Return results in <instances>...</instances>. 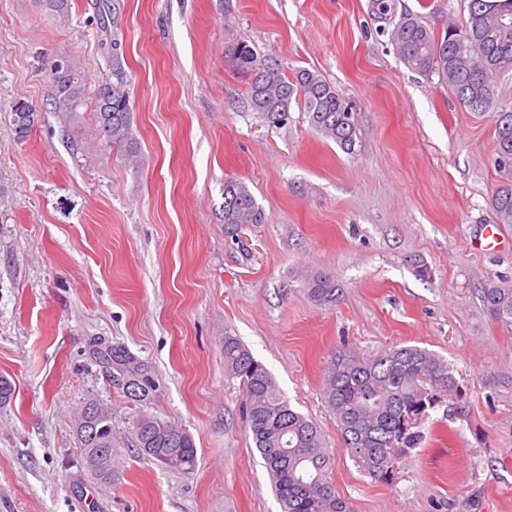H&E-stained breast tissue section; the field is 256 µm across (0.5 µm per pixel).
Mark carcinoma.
Wrapping results in <instances>:
<instances>
[{
	"mask_svg": "<svg viewBox=\"0 0 512 512\" xmlns=\"http://www.w3.org/2000/svg\"><path fill=\"white\" fill-rule=\"evenodd\" d=\"M51 15L69 19L70 0H40ZM404 65L425 76H437L457 101L471 112L493 113L495 164L504 181L492 195L498 224H512V110H497V81L512 71V0H467L466 16L458 25L437 32L421 16L408 14L390 33ZM228 54L234 67L249 78L248 97L254 110L270 123L288 121L292 104L301 106L310 127L345 153L355 152L357 124L353 107L318 72L307 68L286 74L271 58H261L245 41ZM54 106L75 112L85 98V86L69 65L51 72ZM118 43L112 45V80L96 91L99 132L112 147L136 156L133 108ZM40 121V112L18 99L12 106L17 139H25ZM222 222L231 237L245 226L263 224L266 217L250 188L236 178L224 180ZM308 298L318 306L339 297L336 279L316 272L305 281ZM481 301L496 321L512 325V284L490 283ZM126 381L146 400L153 381L144 365L134 364L120 348L108 353ZM224 367L239 380L242 409L256 448L272 476L283 512H351L333 482L334 452L312 420L295 411L276 382L253 354L233 336L224 337ZM322 399L336 420L343 451L358 471L376 481L396 478L411 451L425 440L424 425L442 406L463 401L465 391L454 367L443 356L415 345L395 346L372 358L358 359L340 351L322 379ZM76 435L85 468L98 479L112 476V415L96 400L84 403ZM133 440L146 456L162 465L190 470L196 461L193 438L177 425L142 413L133 423Z\"/></svg>",
	"mask_w": 512,
	"mask_h": 512,
	"instance_id": "1",
	"label": "carcinoma"
}]
</instances>
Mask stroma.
<instances>
[{
	"label": "stroma",
	"mask_w": 512,
	"mask_h": 512,
	"mask_svg": "<svg viewBox=\"0 0 512 512\" xmlns=\"http://www.w3.org/2000/svg\"><path fill=\"white\" fill-rule=\"evenodd\" d=\"M70 0L68 22L38 0H0V512H281L224 372L236 337L335 451L353 512H512V326L481 288L512 281V224L479 246L501 183L493 115L460 106L410 71L389 36L414 13L435 30L462 0ZM123 52L142 158L100 137L93 94ZM247 41L285 70L319 72L354 106L355 154L292 109L253 110L225 52ZM68 62L86 87L53 107L49 74ZM41 113L17 140L12 105ZM266 221L224 232L226 178ZM428 276H419L417 262ZM341 288L319 307L304 276ZM418 345L450 362L468 396L438 409L397 479L362 475L342 450L320 386L333 354ZM122 347L155 381L128 398L101 357ZM112 411V479L93 478L75 435L82 403ZM185 429L191 473L135 448L141 412Z\"/></svg>",
	"instance_id": "35a3bbf8"
}]
</instances>
